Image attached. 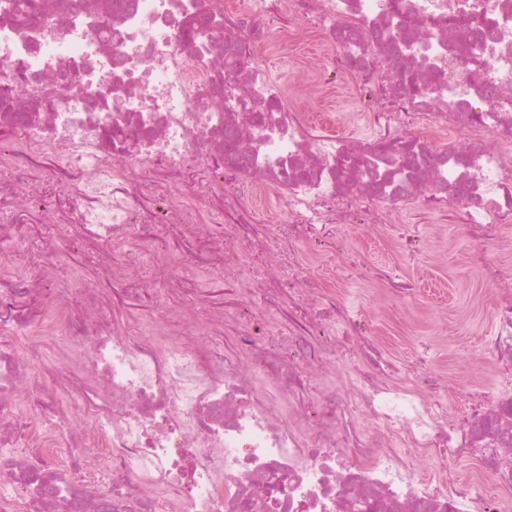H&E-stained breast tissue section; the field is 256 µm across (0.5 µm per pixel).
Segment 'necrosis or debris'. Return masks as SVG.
<instances>
[{
    "label": "necrosis or debris",
    "mask_w": 512,
    "mask_h": 512,
    "mask_svg": "<svg viewBox=\"0 0 512 512\" xmlns=\"http://www.w3.org/2000/svg\"><path fill=\"white\" fill-rule=\"evenodd\" d=\"M279 2L290 25L266 24L269 0H41L30 16L0 0V127L17 131L0 148V205L7 223L25 224L37 201L51 204L41 250L0 255L1 306L32 286L19 268L50 284L43 317L0 349V512H512V385L449 411L445 387L427 373L402 384L386 342L303 274L317 225L396 224L424 201L454 207L497 248L476 260L501 291L494 372L512 376V0H399L417 22L397 56L380 50L386 0ZM461 15L480 58L448 25ZM312 38L337 62L321 71L322 91L365 94L356 140L288 108L255 59L271 41ZM114 75L117 102L98 90ZM228 92L234 110H214ZM391 138L403 149H386ZM202 168L209 190L186 191ZM253 198L280 222L258 223ZM217 222L209 280L262 268L256 287L300 313L289 336L259 344L246 324L220 356L211 339L224 333L223 309L201 322L182 303L181 260L157 258V232L204 236ZM61 224L87 255L111 256L77 303L52 261ZM149 259L147 285L167 305L135 336L96 283L123 284ZM326 350L363 373L322 396L308 372L337 374ZM79 455L74 494L46 495L42 481ZM452 461L469 468L449 472Z\"/></svg>",
    "instance_id": "4bbe7bcc"
}]
</instances>
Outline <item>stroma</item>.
I'll return each instance as SVG.
<instances>
[{"instance_id":"obj_1","label":"stroma","mask_w":512,"mask_h":512,"mask_svg":"<svg viewBox=\"0 0 512 512\" xmlns=\"http://www.w3.org/2000/svg\"><path fill=\"white\" fill-rule=\"evenodd\" d=\"M323 55L321 46L311 41L284 43L264 52L262 62L291 90L289 106L327 115L337 133L349 139L360 131L357 116L364 104L344 90L320 94L317 73L305 60ZM399 230L400 239L390 243L384 240L382 229L372 224L319 231L312 236L308 275L316 281H342L339 298L349 313L371 331L388 326L398 331L392 348L402 377L414 382L421 367L442 376L449 409L461 410L468 393L492 386L477 371L478 366L488 367L494 361L486 351L497 334L492 313L484 304L490 290L470 262L474 244L457 210L444 214L412 211ZM166 249L183 258L176 274L185 288L184 301L202 310L262 314L270 331L287 335V305L271 304L256 288L246 293L236 282L215 285L204 278L209 254L206 239L187 242L173 237ZM375 267L384 268L391 282L414 285V292L394 293L374 283L369 272ZM141 280V275H134L112 294L115 308L131 315L136 329L160 310L163 299L159 290L141 287Z\"/></svg>"}]
</instances>
